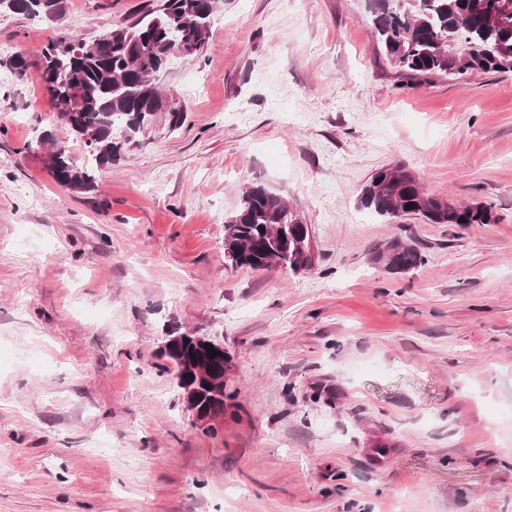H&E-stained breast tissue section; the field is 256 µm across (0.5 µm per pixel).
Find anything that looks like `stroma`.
<instances>
[{
	"instance_id": "35a3bbf8",
	"label": "stroma",
	"mask_w": 512,
	"mask_h": 512,
	"mask_svg": "<svg viewBox=\"0 0 512 512\" xmlns=\"http://www.w3.org/2000/svg\"><path fill=\"white\" fill-rule=\"evenodd\" d=\"M159 4L2 13L0 58ZM370 25L367 0H223L161 79L182 125L157 113L86 193L42 161L91 158L38 69L0 67V512H512V73L408 79ZM396 163L495 223L359 208ZM255 182L310 225V269L225 260ZM395 237L424 265H371ZM179 334L231 358L215 434L162 370Z\"/></svg>"
}]
</instances>
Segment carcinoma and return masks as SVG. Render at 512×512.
I'll use <instances>...</instances> for the list:
<instances>
[{
	"instance_id": "cac0c4a2",
	"label": "carcinoma",
	"mask_w": 512,
	"mask_h": 512,
	"mask_svg": "<svg viewBox=\"0 0 512 512\" xmlns=\"http://www.w3.org/2000/svg\"><path fill=\"white\" fill-rule=\"evenodd\" d=\"M67 0H0V11L26 17L66 14ZM220 0H162L161 6L125 26L85 39L67 26L58 27L41 52L42 63L21 54L7 61L18 77L34 65L59 117L84 142L96 165L112 157L162 110L163 94L149 89L150 78L174 54L197 57L210 36ZM371 32L389 64L414 79L467 73L512 72V0H370ZM69 72L68 84H57L53 70ZM45 166L61 187L90 192L97 178L79 166L66 147ZM358 206L381 218L419 214L430 224L468 225L494 221L492 206L459 205L428 194L421 179L401 164L375 171L363 184ZM293 209L288 201L261 184L245 188L239 207L224 220V257L235 267L286 268L296 260L290 238ZM368 261L392 274L422 266L424 255L415 245L394 238L377 245ZM202 336H186L183 345L165 355L174 365L178 386L187 381L184 363L206 364L216 374L224 363L208 356ZM231 395L200 385L196 406L224 411Z\"/></svg>"
}]
</instances>
